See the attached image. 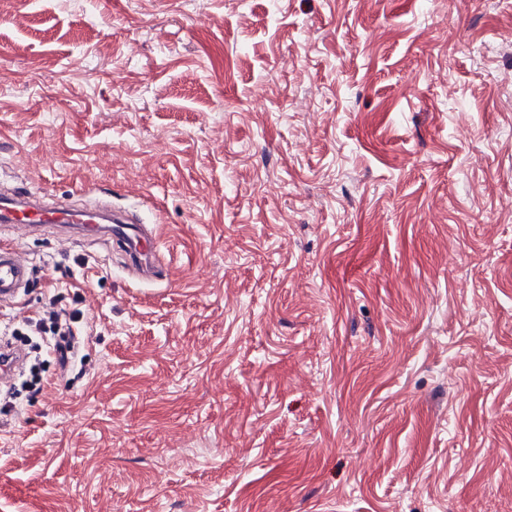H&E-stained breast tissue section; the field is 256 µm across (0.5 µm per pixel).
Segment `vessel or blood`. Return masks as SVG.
<instances>
[{
  "label": "vessel or blood",
  "mask_w": 512,
  "mask_h": 512,
  "mask_svg": "<svg viewBox=\"0 0 512 512\" xmlns=\"http://www.w3.org/2000/svg\"><path fill=\"white\" fill-rule=\"evenodd\" d=\"M0 223L25 235L52 231L75 237H101L120 246L131 264L145 270L153 266V236L121 211L112 212L105 221L99 209L78 208L61 198L17 190L0 196ZM31 273V265L13 243L0 242V308L15 305Z\"/></svg>",
  "instance_id": "1"
}]
</instances>
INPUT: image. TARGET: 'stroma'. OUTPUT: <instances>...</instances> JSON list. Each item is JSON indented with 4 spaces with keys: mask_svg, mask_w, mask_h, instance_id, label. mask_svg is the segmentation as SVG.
<instances>
[{
    "mask_svg": "<svg viewBox=\"0 0 512 512\" xmlns=\"http://www.w3.org/2000/svg\"><path fill=\"white\" fill-rule=\"evenodd\" d=\"M82 371L0 418V512H512V0H0V186ZM100 210L78 208L65 199L16 190L2 193L0 222L24 235L52 231L70 232L75 237H103L118 245L129 262L150 270L155 257L154 237L128 213L111 211L107 225H101Z\"/></svg>",
    "mask_w": 512,
    "mask_h": 512,
    "instance_id": "obj_1",
    "label": "stroma"
}]
</instances>
